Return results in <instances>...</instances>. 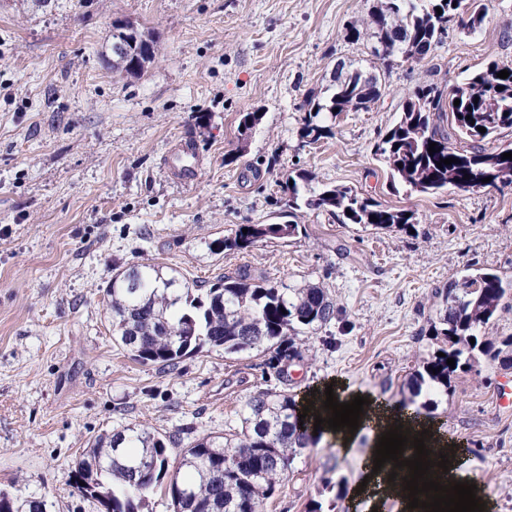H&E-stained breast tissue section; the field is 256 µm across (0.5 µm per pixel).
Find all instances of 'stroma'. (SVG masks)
Segmentation results:
<instances>
[{
	"instance_id": "1",
	"label": "stroma",
	"mask_w": 512,
	"mask_h": 512,
	"mask_svg": "<svg viewBox=\"0 0 512 512\" xmlns=\"http://www.w3.org/2000/svg\"><path fill=\"white\" fill-rule=\"evenodd\" d=\"M378 0H0V491L48 512H99L72 472L88 442L133 423L179 437L171 458L237 424L265 385V356L202 349L175 370L131 360L112 338L113 275L150 263L188 284L248 266L291 285L326 286L338 320L310 332L289 388L321 382L400 403L405 376L436 344L434 293L469 265L512 274V186L436 196L392 193L372 147L417 83L449 89L489 61L512 64V0H483L476 31L450 22L432 63H402L381 101L345 112L316 145L298 129L338 66L369 68V42L344 26ZM153 31L155 62L112 72V25ZM261 115L248 137L238 126ZM186 142L199 176L169 173ZM348 186L414 211L413 232L365 230L328 212L288 209V176ZM293 222L298 236L244 251L220 243L240 224ZM512 369L480 360L438 402L493 512H512V412L495 395ZM370 444L331 442L298 456L262 512H347Z\"/></svg>"
}]
</instances>
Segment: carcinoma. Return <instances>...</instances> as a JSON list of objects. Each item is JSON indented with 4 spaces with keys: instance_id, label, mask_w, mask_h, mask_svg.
I'll use <instances>...</instances> for the list:
<instances>
[{
    "instance_id": "cac0c4a2",
    "label": "carcinoma",
    "mask_w": 512,
    "mask_h": 512,
    "mask_svg": "<svg viewBox=\"0 0 512 512\" xmlns=\"http://www.w3.org/2000/svg\"><path fill=\"white\" fill-rule=\"evenodd\" d=\"M455 18L465 28H479L485 19L480 0H382L367 17L350 22L347 40L373 41L371 70L352 69L335 77L325 102L309 98L301 138L316 144L334 136L333 127L321 117L324 112L334 118L335 109L369 111L382 95V77L400 62L420 63L430 57L444 43L448 23ZM115 30L112 37L126 51L117 56L112 69L134 76L155 61L154 49L140 68H129L127 58L141 52L124 35L127 26L117 25ZM502 70L509 72L505 79L497 77ZM445 117L452 135L442 127ZM480 127L486 132H479ZM506 129L512 130V66L491 62L448 93L436 83L418 84L400 104L393 125L379 134L373 156L388 167L390 187L397 193L429 196L450 186L477 191L512 185V161L503 158L512 147H486ZM454 138L461 145L454 144ZM432 142L436 152L431 154ZM450 157L458 162L437 167ZM487 177L490 181L482 182ZM291 181L288 206L295 210H323L340 224L365 229L394 232L414 226L415 216H406L408 210L350 188L332 186L316 192L305 172L296 173ZM372 215L376 220H370ZM300 230L297 223L241 224L224 237V250L286 240ZM106 295L112 336L132 360L173 370L184 355L204 346L226 355L257 351L268 355L265 367L283 387L255 392L239 413L240 428L203 437L174 461L167 453L173 438L136 425L96 437L79 461L87 469H74L79 495L97 502L104 512H142L149 496L163 487L173 512H260L295 458L320 440L300 426L302 402L288 389L285 363L303 357L298 336L338 318L339 308L328 288L311 282L288 285L246 267L208 288H190L174 274L166 278L154 265L139 264L113 276ZM435 298L439 309L432 330L437 348L402 385L401 406L425 417L433 416L438 398L448 395L457 371L473 368L482 358L512 369V336L493 338L486 332L499 311L512 307V275L477 268L435 292ZM439 352L444 356H437ZM449 358L455 366L447 365ZM0 512H45V504L0 497Z\"/></svg>"
}]
</instances>
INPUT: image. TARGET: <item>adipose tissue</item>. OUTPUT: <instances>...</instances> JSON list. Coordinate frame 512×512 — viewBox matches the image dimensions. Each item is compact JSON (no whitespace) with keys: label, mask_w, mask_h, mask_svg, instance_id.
<instances>
[{"label":"adipose tissue","mask_w":512,"mask_h":512,"mask_svg":"<svg viewBox=\"0 0 512 512\" xmlns=\"http://www.w3.org/2000/svg\"><path fill=\"white\" fill-rule=\"evenodd\" d=\"M399 424L410 429L411 433L423 435L424 444L430 451V458L435 462L434 467L430 470L431 478L449 486L464 481L465 475L461 464L462 451L460 447L454 446L452 438L442 435L437 428L429 427L427 422L409 419L402 414L398 407L370 403L365 406L360 415L359 427L356 432H349L345 427L337 432L327 428L324 429L323 434L335 438L336 449L339 454L343 455L355 446L360 435L369 434L371 440L376 441L379 440L381 434ZM442 455L447 456L450 461L448 468L443 469L436 465L439 456ZM373 460V454H366L362 464V471L367 476L366 493L380 496L383 499H395L401 505H408L410 499L407 491L399 481L393 480L391 477L394 470L393 463H385L382 469L378 470L375 469Z\"/></svg>","instance_id":"1"}]
</instances>
